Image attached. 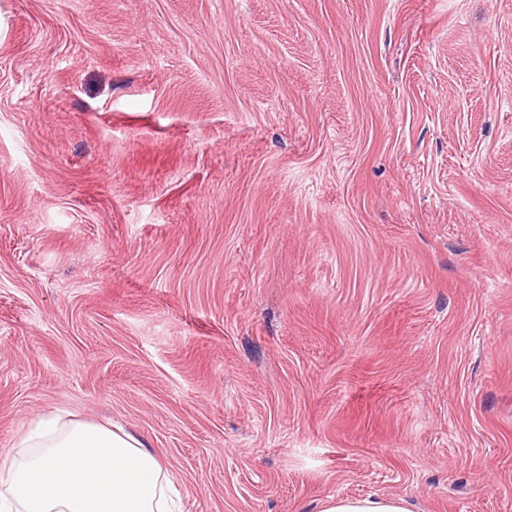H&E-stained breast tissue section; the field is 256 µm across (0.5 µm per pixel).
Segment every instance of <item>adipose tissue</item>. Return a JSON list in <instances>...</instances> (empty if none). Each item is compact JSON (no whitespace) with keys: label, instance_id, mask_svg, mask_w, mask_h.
Returning <instances> with one entry per match:
<instances>
[{"label":"adipose tissue","instance_id":"1","mask_svg":"<svg viewBox=\"0 0 512 512\" xmlns=\"http://www.w3.org/2000/svg\"><path fill=\"white\" fill-rule=\"evenodd\" d=\"M171 473L138 438L56 416L0 454V512H173ZM321 512H411L399 497H331Z\"/></svg>","mask_w":512,"mask_h":512}]
</instances>
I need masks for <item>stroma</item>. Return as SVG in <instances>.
<instances>
[{"mask_svg":"<svg viewBox=\"0 0 512 512\" xmlns=\"http://www.w3.org/2000/svg\"><path fill=\"white\" fill-rule=\"evenodd\" d=\"M58 412L182 512H512V0H0V451ZM320 512H412L409 503L399 497H329Z\"/></svg>","mask_w":512,"mask_h":512,"instance_id":"35a3bbf8","label":"stroma"}]
</instances>
